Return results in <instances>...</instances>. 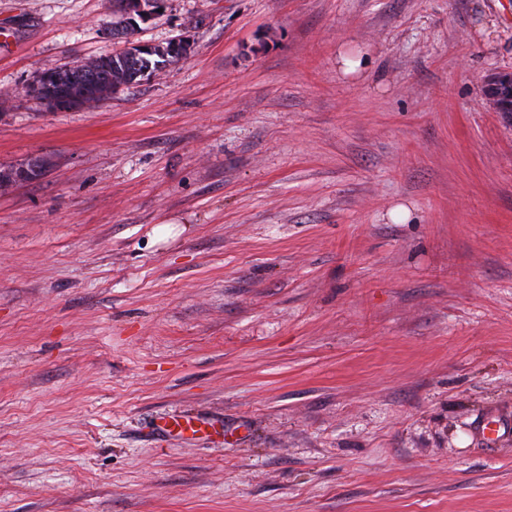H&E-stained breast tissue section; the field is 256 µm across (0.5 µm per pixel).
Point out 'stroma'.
Returning <instances> with one entry per match:
<instances>
[{
  "label": "stroma",
  "instance_id": "obj_1",
  "mask_svg": "<svg viewBox=\"0 0 512 512\" xmlns=\"http://www.w3.org/2000/svg\"><path fill=\"white\" fill-rule=\"evenodd\" d=\"M112 21L0 0V512H512V0H164L31 94ZM94 58L96 60L90 72L94 73L101 83L102 92H105L100 100L123 85L139 83L144 77L157 75L168 64L175 61L158 56L146 57L144 60H139V67L135 68L127 57L119 53L100 55ZM145 71H147L146 75ZM500 81L489 83L486 88L487 96L500 107L512 108V76L507 74ZM77 82L78 90H66V92H58L56 95H49L44 99L46 103H51L59 109L66 108H86L89 105H96L99 102V96L95 92L94 82L91 77L73 78ZM216 425L217 422L206 418L172 414L157 418L153 423V430L158 437L168 438L187 430L192 432L205 431L209 428L216 430Z\"/></svg>",
  "mask_w": 512,
  "mask_h": 512
}]
</instances>
